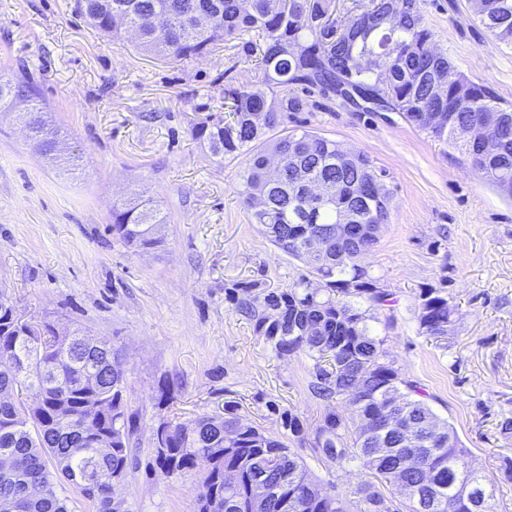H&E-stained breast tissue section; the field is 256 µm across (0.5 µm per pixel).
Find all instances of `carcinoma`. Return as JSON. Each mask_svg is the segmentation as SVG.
<instances>
[{"instance_id": "obj_1", "label": "carcinoma", "mask_w": 512, "mask_h": 512, "mask_svg": "<svg viewBox=\"0 0 512 512\" xmlns=\"http://www.w3.org/2000/svg\"><path fill=\"white\" fill-rule=\"evenodd\" d=\"M473 8L481 25L511 47L512 0H473ZM76 11L114 41L135 30L138 47L163 57L197 59L226 41L236 42L246 56L259 55L267 91L224 90L229 115H206L194 124L192 136L220 165L227 157H245L240 195L252 223L276 250L303 262L308 274L285 289L257 280L233 282L224 287L225 296L277 356L303 354L313 361L309 386L326 406L314 447L339 467L358 463L380 484L362 485L353 505L337 495L308 494L304 480L311 474L301 458L282 438L242 422L230 405L222 414L168 425L162 446L155 448L161 475H179L199 458L209 463L195 512H212L213 500L226 494L231 512H254L259 476L270 486L263 512H281L285 498L291 512H394L380 485H395L400 477L418 485L420 496L417 504L406 500V512H447L448 497L460 486L472 489L461 512H493V490L468 466L454 428L444 421L442 430L432 429L429 420L438 415L388 360L384 340L370 334L367 311L353 305L360 299L379 310L391 302L390 293L364 264L336 262L338 250L369 253L377 245L379 235L371 233L339 242L335 225L388 223L391 192L383 182L385 172L362 151H348L307 129L290 131L285 123L288 113L309 107L290 86L325 97L345 94L344 84L363 95H382L392 111L457 148L472 168L512 195V107L489 85L463 74L467 94L450 89L445 97L436 96L435 79L453 64L435 47L420 0H370L368 7L339 17L335 0H76ZM112 14L123 16L127 25L111 24ZM202 15L212 16L209 26L199 25ZM361 55L373 57L376 66L359 67ZM33 98L32 87L0 78V111ZM440 112L449 121L431 123L429 116ZM27 117L39 152L57 159V129L35 106ZM483 122L496 124L498 138L475 148L462 129ZM273 159L280 163L275 178L268 173ZM309 183L324 186L327 196L311 194ZM164 223L149 197L135 193L112 202L109 230L129 246L160 244L153 226ZM311 237L323 239L321 252L304 249ZM311 278L322 282L320 291L306 286ZM417 308L423 333L453 335V310L442 290L424 289ZM20 319L13 303L0 296V388L37 386L42 392L30 404L0 398V512H70L67 499L53 490L55 474L96 512H113L110 476L128 472L137 431V413L124 400L125 369L104 340H70L45 320L31 334ZM302 322L308 331L295 332ZM88 371L95 373L93 385L84 382ZM355 388L359 396L348 401L347 423L334 402ZM379 440L391 448L388 455L376 454ZM101 441L112 443L105 457L97 453ZM226 473L237 476L235 487L225 483ZM32 484L48 490L31 497L26 490Z\"/></svg>"}]
</instances>
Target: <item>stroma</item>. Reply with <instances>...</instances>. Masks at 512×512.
Here are the masks:
<instances>
[{
  "label": "stroma",
  "instance_id": "obj_1",
  "mask_svg": "<svg viewBox=\"0 0 512 512\" xmlns=\"http://www.w3.org/2000/svg\"><path fill=\"white\" fill-rule=\"evenodd\" d=\"M421 7L456 72L512 104V48L480 24L471 0ZM0 76L32 86L82 157L70 171L49 163L25 139L22 115L0 112V292L25 314L106 340L123 363L125 399L139 416L125 512H194L205 462L163 478L153 433L170 414L187 422L228 404L275 436L285 433L281 412L297 415L304 437L289 447L319 486L355 500L370 474L313 446L325 405L309 388L311 361L276 356L224 298L233 281L285 288L306 271L252 224L239 194L243 159L216 163L191 134L198 117L220 111L223 87L259 88L255 61L228 43L165 61L103 37L75 0H0ZM297 118L385 171L390 218L364 262L392 302L370 332L491 479L493 512H512L503 471L512 434L499 430L512 418V197L398 113L323 100ZM131 190L167 219L158 246L133 248L107 231L113 200ZM426 288L455 308L449 340L419 329ZM164 381L170 409L158 404Z\"/></svg>",
  "mask_w": 512,
  "mask_h": 512
}]
</instances>
